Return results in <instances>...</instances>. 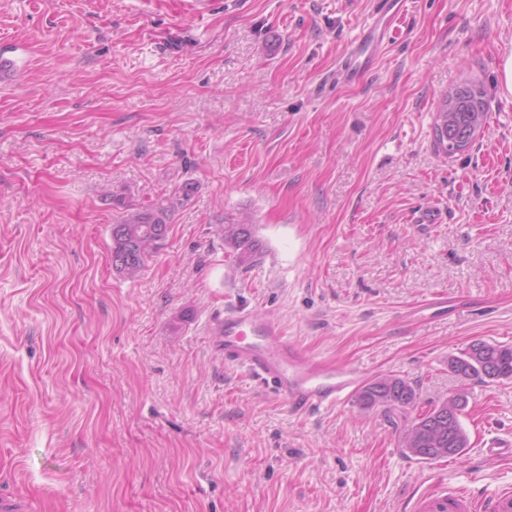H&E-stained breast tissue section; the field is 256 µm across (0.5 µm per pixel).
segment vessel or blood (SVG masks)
I'll return each mask as SVG.
<instances>
[{
  "label": "vessel or blood",
  "mask_w": 512,
  "mask_h": 512,
  "mask_svg": "<svg viewBox=\"0 0 512 512\" xmlns=\"http://www.w3.org/2000/svg\"><path fill=\"white\" fill-rule=\"evenodd\" d=\"M401 14V0H377L370 24L340 64L341 78L355 81L371 70ZM211 332L213 346L226 364L244 369L296 415L351 402L367 378L366 371L355 364L310 356L288 338L275 315L246 306L225 309ZM420 512H512V488H487L476 496L467 487H452L444 494H430Z\"/></svg>",
  "instance_id": "vessel-or-blood-1"
}]
</instances>
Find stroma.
<instances>
[{
    "label": "stroma",
    "mask_w": 512,
    "mask_h": 512,
    "mask_svg": "<svg viewBox=\"0 0 512 512\" xmlns=\"http://www.w3.org/2000/svg\"><path fill=\"white\" fill-rule=\"evenodd\" d=\"M376 0H0V496L26 512H412L511 486L512 381L449 356L512 343V0H404L374 68L336 70ZM490 120L433 141L441 94ZM191 182L142 275L112 268L118 196ZM250 216L236 266L220 224ZM445 296L448 312L418 318ZM278 313L315 357L417 404L299 416L213 347L225 307ZM464 394L465 456L401 446ZM489 120L484 90L463 82L441 96L433 123L434 145L451 156L466 151ZM484 343L488 346L489 355L487 359L489 361H493L496 366V370L494 372H488L485 367L490 369L492 368L490 365H485L484 373L481 372L476 366L480 369L481 366L475 363L476 366L469 363V353L472 344L466 347L464 350L460 352L459 355H453L448 359V367L449 369L461 380H467L472 378H479L481 380H508L512 379V344L509 343H490L487 341H478L474 344V352L476 357H481L485 360V350L483 345L480 343Z\"/></svg>",
    "instance_id": "1"
}]
</instances>
